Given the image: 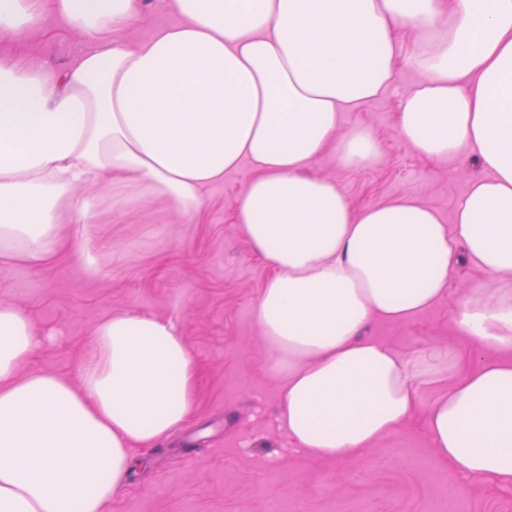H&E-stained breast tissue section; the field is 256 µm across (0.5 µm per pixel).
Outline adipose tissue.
Here are the masks:
<instances>
[{"label":"adipose tissue","mask_w":512,"mask_h":512,"mask_svg":"<svg viewBox=\"0 0 512 512\" xmlns=\"http://www.w3.org/2000/svg\"><path fill=\"white\" fill-rule=\"evenodd\" d=\"M181 24L128 45L138 0H0V32L50 16L85 36L68 67L0 59V256L39 266L64 249L82 185H108L113 214L150 199L199 212L202 190L250 160L237 220L274 268L257 318L280 382L283 429L305 453L345 461L415 413L411 363L363 333L411 319L461 264L482 286L459 330L481 349L424 420L438 458L512 489V0H170ZM413 31L411 42L396 35ZM422 75L398 131L427 159L481 172L453 223L413 200L355 210L307 175L335 149L346 168L380 159L341 115ZM493 300H486L485 285ZM77 382L28 370L41 340L0 304V512H105L138 464L192 412L199 372L177 324L113 315L93 332Z\"/></svg>","instance_id":"obj_1"}]
</instances>
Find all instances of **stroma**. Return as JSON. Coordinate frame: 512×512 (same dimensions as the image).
Returning <instances> with one entry per match:
<instances>
[{"instance_id": "stroma-1", "label": "stroma", "mask_w": 512, "mask_h": 512, "mask_svg": "<svg viewBox=\"0 0 512 512\" xmlns=\"http://www.w3.org/2000/svg\"><path fill=\"white\" fill-rule=\"evenodd\" d=\"M181 20L163 0H142L139 17L120 37L136 44ZM85 46L51 18L22 38L0 34L1 57L47 71L63 68ZM420 79L399 64L388 93L343 113L342 130L364 127L378 141L376 166L346 169L330 150L309 174L334 180L358 210L411 198L451 220L480 167L468 156L423 159L400 137L401 100ZM253 176L246 160L225 172L203 189L201 213L183 224L174 223L161 201L145 202L128 217L104 212L81 242L101 255L94 276L85 273L79 250H64L36 268L0 259V303L27 312L42 338L30 370L75 380L94 328L128 311L175 322L199 367L191 415L170 438L140 450L142 468L106 512H512L511 490L457 474L438 460L424 427L433 401L466 372L477 349L454 323L459 301L479 281L464 266L434 307L405 322L374 319L365 328L422 363L424 374L413 380V418L344 462L297 449L279 422V385L257 321L272 269L252 250L236 216ZM161 238L167 247H158Z\"/></svg>"}]
</instances>
